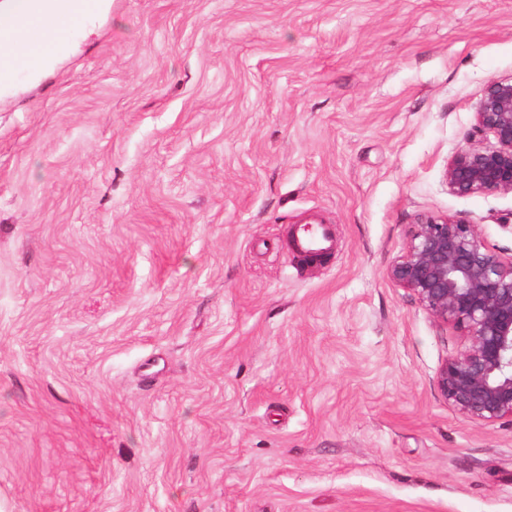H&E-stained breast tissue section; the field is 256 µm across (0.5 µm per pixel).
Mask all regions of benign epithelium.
<instances>
[{
	"instance_id": "1",
	"label": "benign epithelium",
	"mask_w": 512,
	"mask_h": 512,
	"mask_svg": "<svg viewBox=\"0 0 512 512\" xmlns=\"http://www.w3.org/2000/svg\"><path fill=\"white\" fill-rule=\"evenodd\" d=\"M475 120L476 132L493 143L453 155L449 191L512 193V81L488 85ZM386 276L466 337L437 371L440 394L472 420L512 418V257L488 246L466 219L424 214Z\"/></svg>"
}]
</instances>
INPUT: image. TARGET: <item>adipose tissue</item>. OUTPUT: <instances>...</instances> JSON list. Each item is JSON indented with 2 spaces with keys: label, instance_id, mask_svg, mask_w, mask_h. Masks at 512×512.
Wrapping results in <instances>:
<instances>
[{
  "label": "adipose tissue",
  "instance_id": "ef3b65f1",
  "mask_svg": "<svg viewBox=\"0 0 512 512\" xmlns=\"http://www.w3.org/2000/svg\"><path fill=\"white\" fill-rule=\"evenodd\" d=\"M111 7V0H8L0 9V97L13 94L20 73L40 78L74 49L73 35ZM23 32L22 42L7 41Z\"/></svg>",
  "mask_w": 512,
  "mask_h": 512
}]
</instances>
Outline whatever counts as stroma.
Wrapping results in <instances>:
<instances>
[{
    "mask_svg": "<svg viewBox=\"0 0 512 512\" xmlns=\"http://www.w3.org/2000/svg\"><path fill=\"white\" fill-rule=\"evenodd\" d=\"M0 99V512H512V420L386 277L449 191L512 0H112ZM332 225L304 265L293 225Z\"/></svg>",
    "mask_w": 512,
    "mask_h": 512,
    "instance_id": "35a3bbf8",
    "label": "stroma"
}]
</instances>
